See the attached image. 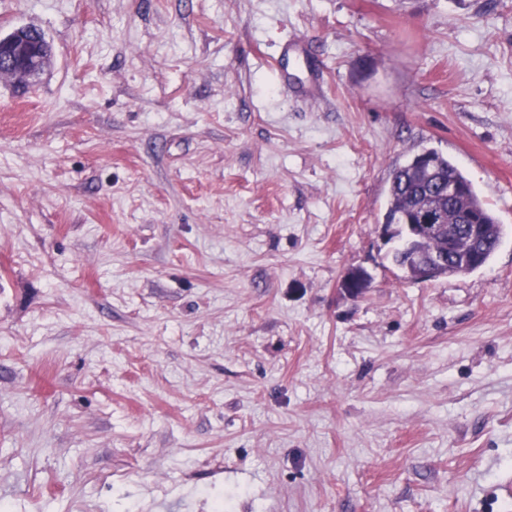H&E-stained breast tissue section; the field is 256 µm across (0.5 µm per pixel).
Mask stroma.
I'll return each instance as SVG.
<instances>
[{
    "mask_svg": "<svg viewBox=\"0 0 512 512\" xmlns=\"http://www.w3.org/2000/svg\"><path fill=\"white\" fill-rule=\"evenodd\" d=\"M0 503L512 512V0H0ZM504 226L418 283L390 173ZM367 272L358 298L343 275ZM51 58L50 46L32 28L18 27L0 37V76L17 85L33 84L45 72Z\"/></svg>",
    "mask_w": 512,
    "mask_h": 512,
    "instance_id": "1",
    "label": "stroma"
}]
</instances>
